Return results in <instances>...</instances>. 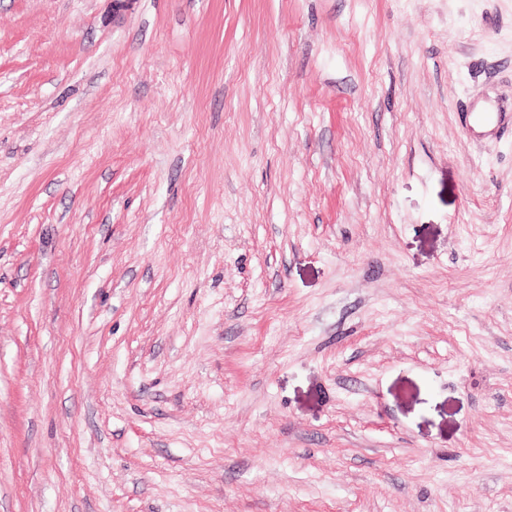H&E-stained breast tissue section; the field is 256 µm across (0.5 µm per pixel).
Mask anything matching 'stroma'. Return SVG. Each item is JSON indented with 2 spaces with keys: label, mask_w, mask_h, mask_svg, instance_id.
<instances>
[{
  "label": "stroma",
  "mask_w": 512,
  "mask_h": 512,
  "mask_svg": "<svg viewBox=\"0 0 512 512\" xmlns=\"http://www.w3.org/2000/svg\"><path fill=\"white\" fill-rule=\"evenodd\" d=\"M512 0H0V512H512Z\"/></svg>",
  "instance_id": "35a3bbf8"
}]
</instances>
